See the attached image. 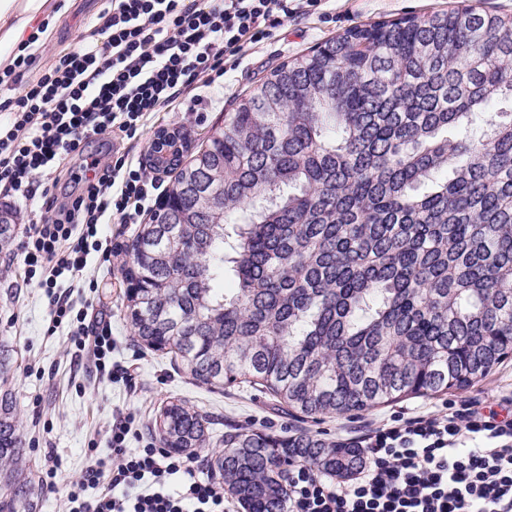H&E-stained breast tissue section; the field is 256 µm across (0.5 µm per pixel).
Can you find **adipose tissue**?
I'll list each match as a JSON object with an SVG mask.
<instances>
[{"label":"adipose tissue","mask_w":512,"mask_h":512,"mask_svg":"<svg viewBox=\"0 0 512 512\" xmlns=\"http://www.w3.org/2000/svg\"><path fill=\"white\" fill-rule=\"evenodd\" d=\"M53 8V0H0V70L13 65L19 45Z\"/></svg>","instance_id":"adipose-tissue-1"}]
</instances>
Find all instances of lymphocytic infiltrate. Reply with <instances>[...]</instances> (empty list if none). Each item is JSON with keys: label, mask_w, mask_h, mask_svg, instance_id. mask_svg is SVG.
Here are the masks:
<instances>
[{"label": "lymphocytic infiltrate", "mask_w": 512, "mask_h": 512, "mask_svg": "<svg viewBox=\"0 0 512 512\" xmlns=\"http://www.w3.org/2000/svg\"><path fill=\"white\" fill-rule=\"evenodd\" d=\"M322 0H112L54 66L30 81L0 122V196L36 208L17 242L26 281L48 299V333L73 323L71 343L89 351L100 374L131 380L112 361V323L73 313L70 292L89 258L112 261L102 224H138L156 178L127 156L87 162L75 188L49 180L82 155L88 139L130 138L155 112L220 105L213 92L245 49L276 38L288 21ZM133 414L116 412L110 455L90 453L67 495V512H226L224 491L197 476L187 457L148 445L129 448ZM361 477L338 481L302 462L288 466L287 512H512V397L500 410L464 400L404 412L362 432ZM181 477L173 493L168 484ZM105 484L104 495L87 488ZM122 496H115L116 488Z\"/></svg>", "instance_id": "lymphocytic-infiltrate-1"}]
</instances>
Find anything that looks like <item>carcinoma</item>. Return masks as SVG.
<instances>
[{"label": "carcinoma", "instance_id": "cac0c4a2", "mask_svg": "<svg viewBox=\"0 0 512 512\" xmlns=\"http://www.w3.org/2000/svg\"><path fill=\"white\" fill-rule=\"evenodd\" d=\"M504 96L512 16L471 0L271 69L168 168L165 203L129 245L133 335L199 385L253 384L312 419L469 387L512 355V112L478 132ZM156 426L174 452L209 447L184 402ZM222 444L210 468L245 512H286L291 461L340 479L365 465L308 434ZM22 448L3 398L0 467L20 469ZM28 497L12 487L0 512Z\"/></svg>", "mask_w": 512, "mask_h": 512}]
</instances>
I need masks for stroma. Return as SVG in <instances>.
Instances as JSON below:
<instances>
[{
	"mask_svg": "<svg viewBox=\"0 0 512 512\" xmlns=\"http://www.w3.org/2000/svg\"><path fill=\"white\" fill-rule=\"evenodd\" d=\"M454 0H326L322 10L288 22L273 43L247 50L241 65L224 88L223 108L202 112H160L131 139H94L84 155L103 161L122 153L148 158L151 143L160 131L177 133L185 158L194 157L208 137L224 121V107L246 93L261 77L284 61L305 53L346 30L405 16H427L447 10ZM102 0H57L58 14L50 19L49 36L26 79L39 77L66 53L76 37L85 32L103 9ZM117 254L111 266L90 264L97 281L96 292L76 295L77 307L89 315L110 316L115 348L114 363L136 369L138 391L120 381L96 378L89 370L86 353L71 346L66 329L47 335V300L37 284L23 280V260L15 242L0 245V394L11 396L16 408L26 452L25 477L30 486L31 512H63L71 481L79 479L88 464V445L96 443L99 454H110L108 429L112 412L131 410L141 417L140 439L158 442L156 419L168 401L181 399L205 414L223 433L258 431L273 435L307 433L337 440L403 411L398 401L344 416L305 418L280 405L272 396L248 384L226 389L198 386L171 356L141 346L125 319L127 283L124 251L139 230L138 225L106 224ZM512 390V357L503 360L481 380L464 390L428 397L430 406L473 397L496 406ZM60 460L61 474L55 490L42 482L52 460Z\"/></svg>",
	"mask_w": 512,
	"mask_h": 512,
	"instance_id": "1",
	"label": "stroma"
}]
</instances>
